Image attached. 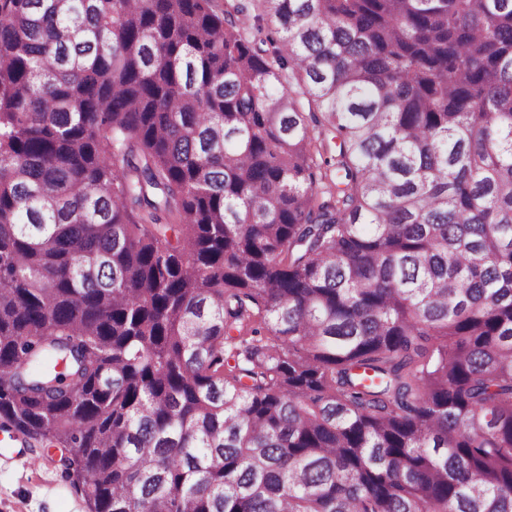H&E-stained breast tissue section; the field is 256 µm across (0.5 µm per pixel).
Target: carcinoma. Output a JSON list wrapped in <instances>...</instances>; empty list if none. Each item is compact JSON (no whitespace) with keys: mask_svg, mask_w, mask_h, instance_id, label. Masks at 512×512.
<instances>
[{"mask_svg":"<svg viewBox=\"0 0 512 512\" xmlns=\"http://www.w3.org/2000/svg\"><path fill=\"white\" fill-rule=\"evenodd\" d=\"M257 2L0 0V427L88 512H512V0Z\"/></svg>","mask_w":512,"mask_h":512,"instance_id":"carcinoma-1","label":"carcinoma"}]
</instances>
